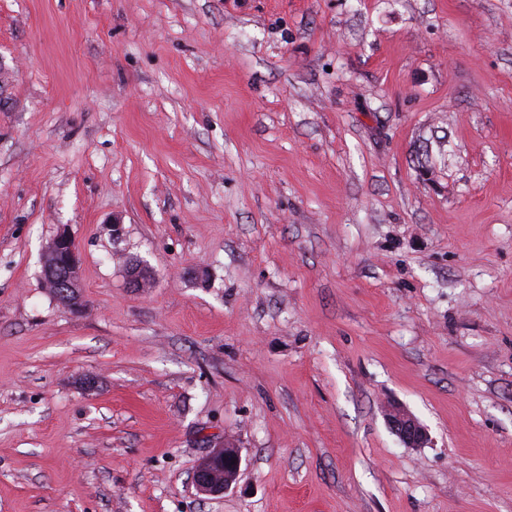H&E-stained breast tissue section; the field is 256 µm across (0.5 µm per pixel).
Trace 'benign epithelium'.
Masks as SVG:
<instances>
[{"instance_id": "7a95c632", "label": "benign epithelium", "mask_w": 512, "mask_h": 512, "mask_svg": "<svg viewBox=\"0 0 512 512\" xmlns=\"http://www.w3.org/2000/svg\"><path fill=\"white\" fill-rule=\"evenodd\" d=\"M43 276L45 287L57 301L70 309L82 306L78 270L80 254L67 228H61L47 246L43 255ZM144 266L137 260L126 262L128 283L133 288H144L149 279L145 278ZM386 418L395 434L407 448H419L428 440L423 425L402 405L389 404ZM242 458L238 449L226 445L212 449L197 464L192 481L196 490L205 495H221L238 480Z\"/></svg>"}]
</instances>
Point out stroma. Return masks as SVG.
I'll return each instance as SVG.
<instances>
[{"label":"stroma","instance_id":"obj_1","mask_svg":"<svg viewBox=\"0 0 512 512\" xmlns=\"http://www.w3.org/2000/svg\"><path fill=\"white\" fill-rule=\"evenodd\" d=\"M0 512H512V0H0ZM42 264L45 287L57 301L70 309L80 308V254L67 228H61L49 243ZM385 413L389 425L405 447L419 448L426 443L428 434L425 427L401 404H389ZM241 464L238 448L229 445L214 448L198 462L192 476L193 484L201 494H224L237 482Z\"/></svg>","mask_w":512,"mask_h":512}]
</instances>
